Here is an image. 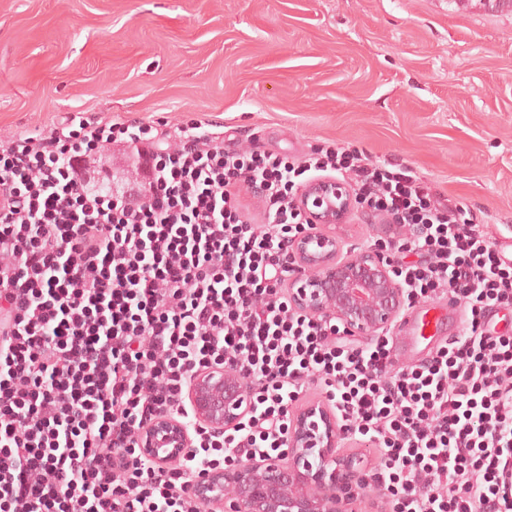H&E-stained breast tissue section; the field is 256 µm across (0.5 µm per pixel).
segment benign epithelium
I'll use <instances>...</instances> for the list:
<instances>
[{
	"label": "benign epithelium",
	"instance_id": "7a95c632",
	"mask_svg": "<svg viewBox=\"0 0 512 512\" xmlns=\"http://www.w3.org/2000/svg\"><path fill=\"white\" fill-rule=\"evenodd\" d=\"M311 230L285 243L296 276L289 282L294 307L315 319L331 320L342 333L371 340L388 330L406 306L394 249L384 237L356 255L343 254L340 242L317 230L343 224L360 205L341 181L327 176L309 181L298 192ZM186 400L189 418L155 420L136 437L148 459L164 466L188 454L202 425L214 433L234 432L251 409L246 378L227 367L196 374ZM343 429L326 404L307 405L289 418L286 449L275 457L239 459L205 473L194 494L224 512H349V505L375 479L376 469L363 457L343 456L337 446Z\"/></svg>",
	"mask_w": 512,
	"mask_h": 512
}]
</instances>
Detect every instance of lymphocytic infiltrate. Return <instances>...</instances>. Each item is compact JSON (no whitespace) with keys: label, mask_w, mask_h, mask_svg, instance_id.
<instances>
[{"label":"lymphocytic infiltrate","mask_w":512,"mask_h":512,"mask_svg":"<svg viewBox=\"0 0 512 512\" xmlns=\"http://www.w3.org/2000/svg\"><path fill=\"white\" fill-rule=\"evenodd\" d=\"M127 144L139 166L115 199L60 129L0 138V512H214L192 480L284 447L312 383L379 457L381 512H512V335L491 328L512 309V262L462 204L335 143L238 151L193 124ZM328 170L405 229L409 303L462 305L464 333L426 361L396 365L385 335L343 345L293 306L283 244L305 222L299 188ZM213 366L247 378L242 426L201 429L174 467L143 456L137 433L188 416L187 386Z\"/></svg>","instance_id":"f902f5d3"}]
</instances>
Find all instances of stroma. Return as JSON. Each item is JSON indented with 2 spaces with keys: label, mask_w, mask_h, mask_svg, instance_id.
I'll list each match as a JSON object with an SVG mask.
<instances>
[{
  "label": "stroma",
  "mask_w": 512,
  "mask_h": 512,
  "mask_svg": "<svg viewBox=\"0 0 512 512\" xmlns=\"http://www.w3.org/2000/svg\"><path fill=\"white\" fill-rule=\"evenodd\" d=\"M223 128L232 148L289 155L326 142L409 165L512 243V14L458 0H0V138L81 124ZM360 252L382 226H327ZM390 331L398 363L447 330Z\"/></svg>",
  "instance_id": "stroma-1"
}]
</instances>
